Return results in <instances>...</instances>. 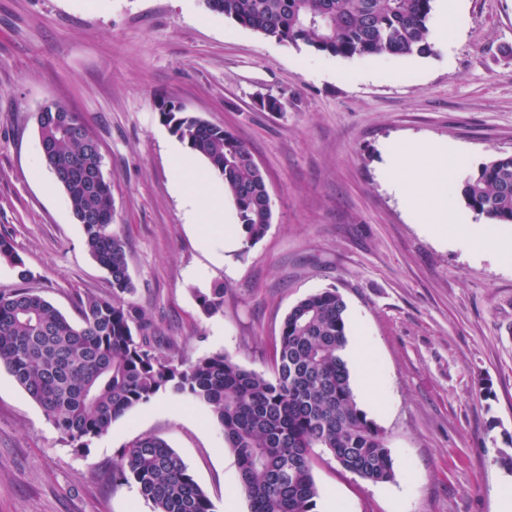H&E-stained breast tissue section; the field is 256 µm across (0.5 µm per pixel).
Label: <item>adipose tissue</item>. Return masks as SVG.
Here are the masks:
<instances>
[{"label": "adipose tissue", "mask_w": 512, "mask_h": 512, "mask_svg": "<svg viewBox=\"0 0 512 512\" xmlns=\"http://www.w3.org/2000/svg\"><path fill=\"white\" fill-rule=\"evenodd\" d=\"M449 158L436 145L429 144L416 154L402 159L395 169L392 185L399 196L413 209L424 211L430 224L440 235L449 230L448 209L444 206L440 189L448 179ZM174 170L179 178L178 196L188 223L197 226L200 244L216 263H223L226 252L241 247L231 225L224 222V180L210 176L199 180L195 159L181 154L174 159Z\"/></svg>", "instance_id": "1"}]
</instances>
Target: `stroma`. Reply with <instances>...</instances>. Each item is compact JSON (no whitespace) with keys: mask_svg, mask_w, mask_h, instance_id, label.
<instances>
[{"mask_svg":"<svg viewBox=\"0 0 512 512\" xmlns=\"http://www.w3.org/2000/svg\"><path fill=\"white\" fill-rule=\"evenodd\" d=\"M434 52L346 60L264 38L202 0H0V233L32 288L69 318L75 298L111 292L81 224L42 167L36 114L48 100L86 121L104 156L112 224L132 296L163 351L222 352L271 373L288 311L333 288L376 369L395 478L367 482L314 451L324 512H499L512 481V261L471 247L512 237L468 209V171L512 154V0H453ZM272 96L281 111L263 108ZM223 126L251 148L272 223L214 263L185 222L161 101ZM460 156L442 198L447 238L397 195L387 169L424 142ZM224 286L204 314L196 289ZM155 435L182 457L216 512H249L236 459L208 407L169 392L128 411L87 451L63 443L0 366V512H152L136 486L113 488L112 461Z\"/></svg>","mask_w":512,"mask_h":512,"instance_id":"1","label":"stroma"}]
</instances>
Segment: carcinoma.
I'll return each mask as SVG.
<instances>
[{"label":"carcinoma","instance_id":"1","mask_svg":"<svg viewBox=\"0 0 512 512\" xmlns=\"http://www.w3.org/2000/svg\"><path fill=\"white\" fill-rule=\"evenodd\" d=\"M433 0H204L206 8L267 39L342 59L428 55ZM170 132L223 177L243 231V250L266 234L272 208L249 146L233 132L159 104ZM37 130L47 166L82 225L90 254L108 271L112 293L79 295L80 322L68 320L35 289L10 237L0 263L19 285L0 291V366L42 408L71 447L81 450L112 422L161 392L208 406L236 457L249 512H316L313 449L371 483L394 479L384 430L359 406L345 359L347 305L334 288L298 301L286 315L272 375L249 371L222 352L195 360L155 346L151 324L129 296L121 235L112 224L111 186L99 146L83 118L45 102ZM460 193L476 215L512 224V154L468 172ZM196 298L203 313L224 307V284ZM133 483L153 512H215L182 458L161 438L132 440L112 466V488Z\"/></svg>","mask_w":512,"mask_h":512}]
</instances>
